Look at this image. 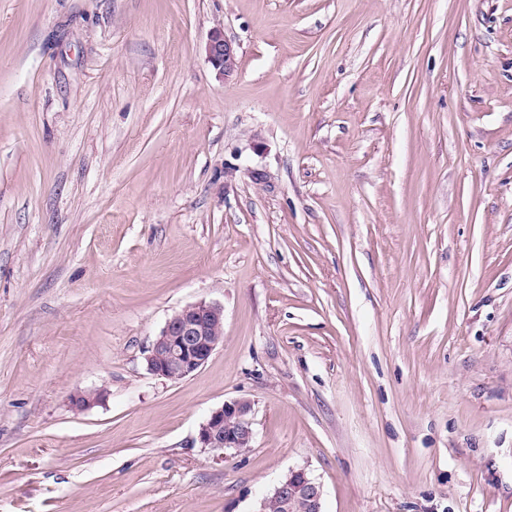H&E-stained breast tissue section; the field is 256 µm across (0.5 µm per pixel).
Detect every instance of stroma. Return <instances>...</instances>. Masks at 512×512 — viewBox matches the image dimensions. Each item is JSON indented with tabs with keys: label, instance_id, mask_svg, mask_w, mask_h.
<instances>
[{
	"label": "stroma",
	"instance_id": "1",
	"mask_svg": "<svg viewBox=\"0 0 512 512\" xmlns=\"http://www.w3.org/2000/svg\"><path fill=\"white\" fill-rule=\"evenodd\" d=\"M201 300L222 343L155 376ZM300 468L322 512H512V0H0V512ZM205 51L218 77L226 83L231 81L238 72V53L234 43L225 36L224 28L210 30ZM224 336V308L206 301L176 310L147 348L148 370L170 381L191 377ZM251 412L252 404L249 400L236 399L224 403L213 410L201 425L197 436L198 443L223 457L228 449L241 452L251 448Z\"/></svg>",
	"mask_w": 512,
	"mask_h": 512
}]
</instances>
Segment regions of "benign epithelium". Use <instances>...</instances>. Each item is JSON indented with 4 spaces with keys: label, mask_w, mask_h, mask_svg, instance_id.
I'll return each instance as SVG.
<instances>
[{
    "label": "benign epithelium",
    "mask_w": 512,
    "mask_h": 512,
    "mask_svg": "<svg viewBox=\"0 0 512 512\" xmlns=\"http://www.w3.org/2000/svg\"><path fill=\"white\" fill-rule=\"evenodd\" d=\"M205 51L218 77L226 83L231 81L238 72V53L223 28L210 30ZM223 336L224 308L221 305L200 301L185 306L171 314L147 348L148 370L170 381L185 380L208 362ZM102 397L100 390L80 392L71 395L69 403L74 410L83 411ZM251 412L252 404L248 400L224 403L201 425L198 443L219 456L228 449L241 452L250 448L253 439ZM321 499V485L306 469L300 468L288 472L260 501L257 512H268L270 507L290 512L300 503L309 512H321Z\"/></svg>",
    "instance_id": "1"
}]
</instances>
